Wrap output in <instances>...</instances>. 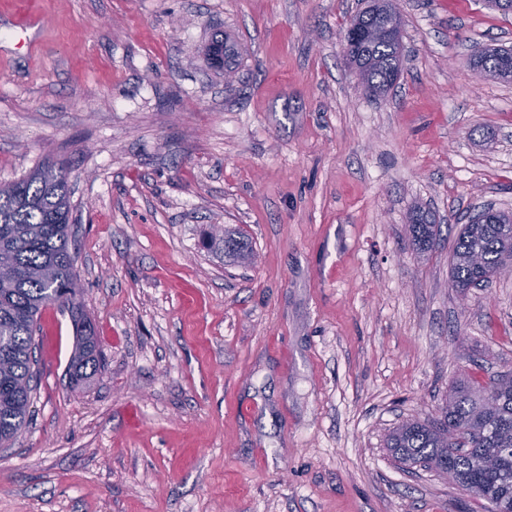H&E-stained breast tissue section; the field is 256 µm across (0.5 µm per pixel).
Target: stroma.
Returning <instances> with one entry per match:
<instances>
[{
  "instance_id": "1",
  "label": "stroma",
  "mask_w": 512,
  "mask_h": 512,
  "mask_svg": "<svg viewBox=\"0 0 512 512\" xmlns=\"http://www.w3.org/2000/svg\"><path fill=\"white\" fill-rule=\"evenodd\" d=\"M43 6L39 56L0 50V182L67 167L100 364L71 388L70 317L42 311L0 512H484L386 438L512 368V274L461 303L447 230L512 212V82L469 64L512 48V12L396 0L406 60L377 97L343 57L365 0ZM417 205L444 228L424 256ZM504 49H488L485 48L482 53L477 57V59L473 60V67L480 73L485 76L492 77L494 79L502 80L504 82H511L512 78H501L493 73L494 69L499 68V60L498 56L501 51ZM250 244L243 233L236 229L224 228V256L237 262L249 258Z\"/></svg>"
}]
</instances>
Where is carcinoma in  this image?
Returning <instances> with one entry per match:
<instances>
[{"mask_svg": "<svg viewBox=\"0 0 512 512\" xmlns=\"http://www.w3.org/2000/svg\"><path fill=\"white\" fill-rule=\"evenodd\" d=\"M388 7L385 0H371L351 19L352 28L371 26ZM348 51L373 92L386 93L394 86L403 66L399 45L360 43ZM499 54L486 48L473 67L495 79ZM409 227L421 251L435 247L438 225L429 212L416 211ZM71 238L64 167L41 165L0 184V264L9 266L8 274L0 273V447L11 445L30 420L39 377L34 335L44 308L54 305L70 315L77 351L67 367L71 385H82L97 370L95 331L70 288L76 277ZM249 254L247 237L224 229V256L243 262ZM506 271L512 273V214L498 211L493 224L462 225L453 245L452 287L478 288ZM387 444L403 463L454 473V483L481 501L486 512H512V374L487 382L463 375L438 417L403 423Z\"/></svg>", "mask_w": 512, "mask_h": 512, "instance_id": "obj_1", "label": "carcinoma"}]
</instances>
